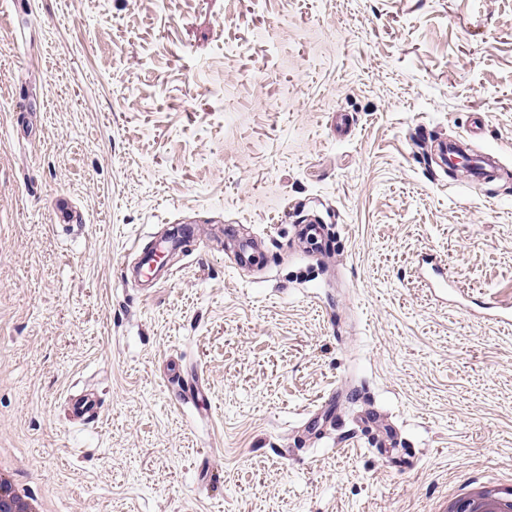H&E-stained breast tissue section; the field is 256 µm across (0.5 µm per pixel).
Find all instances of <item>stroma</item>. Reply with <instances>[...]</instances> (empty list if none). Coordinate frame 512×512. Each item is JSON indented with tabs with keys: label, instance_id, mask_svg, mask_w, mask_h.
I'll list each match as a JSON object with an SVG mask.
<instances>
[{
	"label": "stroma",
	"instance_id": "obj_1",
	"mask_svg": "<svg viewBox=\"0 0 512 512\" xmlns=\"http://www.w3.org/2000/svg\"><path fill=\"white\" fill-rule=\"evenodd\" d=\"M476 118L505 177L436 163ZM183 225L169 280L122 284ZM493 298L512 0H0V450L50 512H430L512 481ZM70 407L73 416L81 421H91L100 415L98 403L88 396H74L70 401Z\"/></svg>",
	"mask_w": 512,
	"mask_h": 512
}]
</instances>
